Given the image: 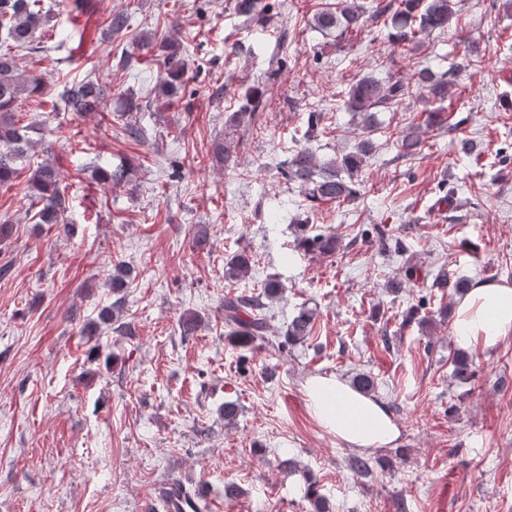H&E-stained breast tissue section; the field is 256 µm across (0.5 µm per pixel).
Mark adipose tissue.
<instances>
[{
  "instance_id": "obj_1",
  "label": "adipose tissue",
  "mask_w": 512,
  "mask_h": 512,
  "mask_svg": "<svg viewBox=\"0 0 512 512\" xmlns=\"http://www.w3.org/2000/svg\"><path fill=\"white\" fill-rule=\"evenodd\" d=\"M454 328L458 344L467 349H489L512 337V284H474L456 306ZM304 389L314 419L350 446L379 448L398 438L386 408L349 384L313 377Z\"/></svg>"
}]
</instances>
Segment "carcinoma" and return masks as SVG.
<instances>
[{
	"label": "carcinoma",
	"mask_w": 512,
	"mask_h": 512,
	"mask_svg": "<svg viewBox=\"0 0 512 512\" xmlns=\"http://www.w3.org/2000/svg\"><path fill=\"white\" fill-rule=\"evenodd\" d=\"M454 15L452 0H391L385 3L379 0L366 9L357 0H339L336 9H325L314 16V27L326 32H336V38L343 40L353 33L363 30L373 23L386 19L395 30L393 36L400 43L418 44L421 39L435 31L448 28ZM131 16L125 11H113L106 18L109 35H119L131 28ZM49 15L44 0H0V185L14 179L18 173L17 162L29 157L34 142L29 137L31 126L22 125L16 120V108L21 95L37 94L42 87V79L22 72L16 59V52L25 50L38 52L42 46L34 43L36 30L46 26ZM137 46L162 56V68L157 72L158 95L173 98L184 88L187 73L186 47L176 38L163 37L154 40L143 34L137 40ZM464 69L456 65L440 78H434L429 70L423 68L416 73L419 84L428 88V93L437 101L447 99L455 85L456 78ZM405 86L399 82L390 83L373 75L362 76L352 81L346 92L345 105L349 112L361 119L362 132L353 148L330 159H321L316 152L306 146H299L284 161L283 176L287 182L296 185L309 207L324 202H352L358 197L355 178L366 163L373 150L371 132L374 114L379 108H388L397 103L404 95ZM110 97L107 84L91 77L66 85L52 100V109H63L77 115H90L107 108ZM263 107L262 96L246 92L241 108L227 117L225 126L238 128L250 125L257 112ZM142 111L140 104L126 99L122 108L114 111V122L121 125L128 138L142 142L146 139L144 127L135 113ZM439 110L427 111L423 124H418L407 132L398 143L399 152L413 156L422 143L423 127L438 122ZM231 158L230 147L222 140H216L212 146V161L219 167L228 165ZM133 171L124 165L98 167L95 178L103 184L122 185L132 182ZM28 185L33 205L38 207L33 218L38 224H58L68 231L65 213L69 209L65 189L62 188L61 172L55 162L49 158L29 169ZM300 235L297 238L299 248L309 253L331 254L336 252L339 241L331 233L312 234L308 221L297 224ZM253 262L250 256L239 251L226 257L224 261V279L231 284L250 277ZM132 276L130 267L116 263L106 285L119 294L128 286ZM432 287L455 288L463 290L467 281L455 278L454 272L442 269L436 274ZM283 294V284L269 277L263 284V291L253 295H227L224 297V326L227 335L238 345L248 347L260 341L271 345L269 339L266 303L263 299L275 301ZM120 302L104 308L99 313V321L90 322L84 328L89 336L95 335L100 326L110 325L115 320V311ZM315 311L303 308L286 324L279 334L283 343H296L308 336L313 329ZM203 325V318L196 312L185 313L180 322L185 336L194 334Z\"/></svg>",
	"instance_id": "1"
}]
</instances>
